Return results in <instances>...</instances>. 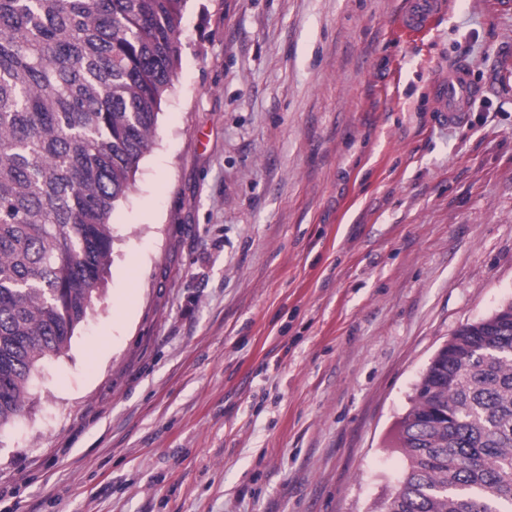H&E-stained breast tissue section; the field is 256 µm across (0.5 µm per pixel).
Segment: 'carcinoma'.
Here are the masks:
<instances>
[{
	"instance_id": "obj_1",
	"label": "carcinoma",
	"mask_w": 512,
	"mask_h": 512,
	"mask_svg": "<svg viewBox=\"0 0 512 512\" xmlns=\"http://www.w3.org/2000/svg\"><path fill=\"white\" fill-rule=\"evenodd\" d=\"M186 0H0V428L104 283L180 58ZM393 445L380 512H512V306L455 330Z\"/></svg>"
}]
</instances>
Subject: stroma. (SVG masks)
<instances>
[{
  "label": "stroma",
  "mask_w": 512,
  "mask_h": 512,
  "mask_svg": "<svg viewBox=\"0 0 512 512\" xmlns=\"http://www.w3.org/2000/svg\"><path fill=\"white\" fill-rule=\"evenodd\" d=\"M186 0L87 319L0 429V512H375L434 353L512 301V0ZM463 57L482 88L439 121ZM437 0H407L401 13L405 26L412 29L424 27L437 14ZM439 118L448 124L465 120L481 88L474 82L473 68L466 63L448 66V75L434 82Z\"/></svg>",
  "instance_id": "stroma-1"
}]
</instances>
